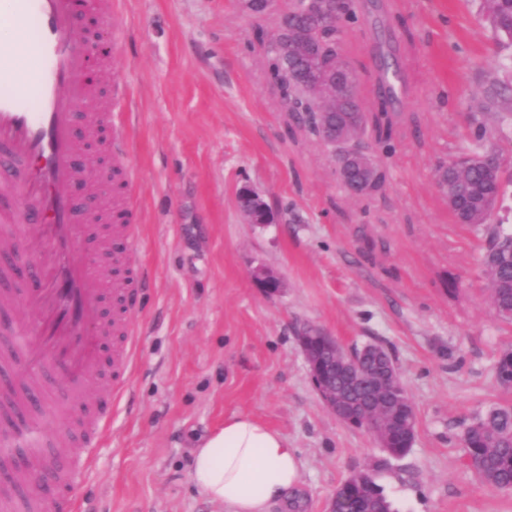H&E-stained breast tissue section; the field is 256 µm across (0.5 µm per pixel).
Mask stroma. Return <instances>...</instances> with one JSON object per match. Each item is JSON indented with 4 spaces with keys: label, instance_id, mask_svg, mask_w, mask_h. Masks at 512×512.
<instances>
[{
    "label": "stroma",
    "instance_id": "stroma-1",
    "mask_svg": "<svg viewBox=\"0 0 512 512\" xmlns=\"http://www.w3.org/2000/svg\"><path fill=\"white\" fill-rule=\"evenodd\" d=\"M109 48L125 82L120 106L137 225L129 258L146 282L131 319L138 343L111 428L75 486L76 512H225L190 480V461L226 419L279 431L301 461L299 484L269 512H328L337 491L381 450L339 420L314 388L300 327L345 350L391 355L413 403L414 443L374 480L394 512H512V491L483 484L459 437L494 405L512 323L492 310L482 232L454 223L436 169L469 152L470 115L492 79L512 82V47L496 44L480 0H357L340 53L364 110L378 103L377 57L404 77L405 121L380 153L387 181L349 195L332 150L295 124L239 0H113ZM259 192L276 217L249 223L237 192ZM277 273L267 294L253 272ZM456 291H449V281Z\"/></svg>",
    "mask_w": 512,
    "mask_h": 512
}]
</instances>
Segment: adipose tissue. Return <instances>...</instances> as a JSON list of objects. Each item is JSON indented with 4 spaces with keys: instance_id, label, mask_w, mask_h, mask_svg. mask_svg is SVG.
<instances>
[{
    "instance_id": "1",
    "label": "adipose tissue",
    "mask_w": 512,
    "mask_h": 512,
    "mask_svg": "<svg viewBox=\"0 0 512 512\" xmlns=\"http://www.w3.org/2000/svg\"><path fill=\"white\" fill-rule=\"evenodd\" d=\"M300 473L301 462L286 437L240 414L194 449L190 478L226 512H267L298 483Z\"/></svg>"
}]
</instances>
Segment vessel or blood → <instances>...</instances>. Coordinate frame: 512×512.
<instances>
[{
  "label": "vessel or blood",
  "mask_w": 512,
  "mask_h": 512,
  "mask_svg": "<svg viewBox=\"0 0 512 512\" xmlns=\"http://www.w3.org/2000/svg\"><path fill=\"white\" fill-rule=\"evenodd\" d=\"M82 11L102 29L118 27L112 0H0V32L19 26L32 31L26 64L36 76L32 84L21 80L14 53L0 51V163L22 171L0 182V223L21 225L25 239L36 243L30 285L19 296L1 292L0 306L14 309L26 323L20 381L39 384L46 361L62 365L70 398L85 411L76 431L90 441L107 429L99 402L122 389L136 329L127 317L134 276L110 283L82 259L86 240L72 197L84 176L76 163V112L96 94L93 73L114 69L76 28ZM120 104V97H111L105 111L86 113L85 122L93 133L111 129L103 146L114 161L112 176L124 181L130 166L122 147ZM123 209L115 204L105 219L113 238L126 242L134 227L123 223ZM104 344L112 348V378L106 385L98 381V349Z\"/></svg>",
  "instance_id": "obj_1"
}]
</instances>
